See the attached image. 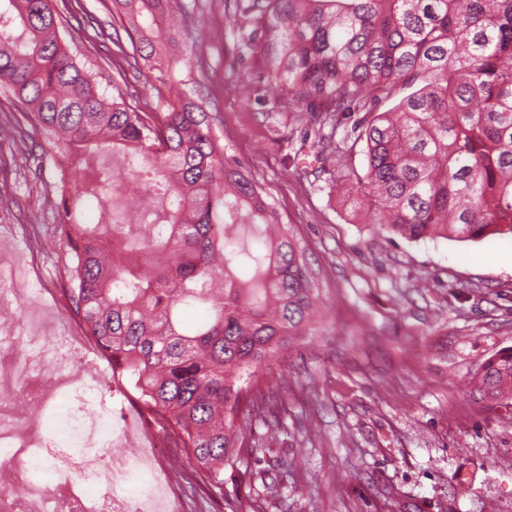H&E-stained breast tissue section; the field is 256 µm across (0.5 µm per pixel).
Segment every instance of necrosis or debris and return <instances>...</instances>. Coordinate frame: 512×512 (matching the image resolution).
<instances>
[{"mask_svg":"<svg viewBox=\"0 0 512 512\" xmlns=\"http://www.w3.org/2000/svg\"><path fill=\"white\" fill-rule=\"evenodd\" d=\"M4 345L26 357L0 367V512H167L172 492L153 480L151 458L112 451L109 379L86 378L69 337L46 319L0 316ZM43 414L53 439L43 436ZM74 441L87 452L74 454Z\"/></svg>","mask_w":512,"mask_h":512,"instance_id":"necrosis-or-debris-1","label":"necrosis or debris"}]
</instances>
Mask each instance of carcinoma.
Here are the masks:
<instances>
[{
    "label": "carcinoma",
    "instance_id": "1",
    "mask_svg": "<svg viewBox=\"0 0 512 512\" xmlns=\"http://www.w3.org/2000/svg\"><path fill=\"white\" fill-rule=\"evenodd\" d=\"M169 0H112L144 60L160 55ZM242 54H259L273 107L312 99L366 106L401 85L385 112H368L363 197L371 222L409 240H477L512 234V0H231ZM52 0H0V86L26 104L47 148L82 152L60 175L59 207L83 240L70 296L86 335L112 356L156 427L188 462L224 486V465L245 443L237 424L245 369L288 347L311 322L317 292L305 252L250 173L231 160L213 117L190 96L165 112L107 98L62 47ZM321 151L342 166L331 112L313 115ZM331 133H323L324 127ZM120 154L127 175L152 183L161 210L136 237L141 262L106 244L133 235L100 206L82 224L84 194L104 202L115 186L99 155ZM274 227L252 255L236 227ZM485 391L512 400V350L482 365Z\"/></svg>",
    "mask_w": 512,
    "mask_h": 512
}]
</instances>
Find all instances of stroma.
Instances as JSON below:
<instances>
[{
  "instance_id": "stroma-1",
  "label": "stroma",
  "mask_w": 512,
  "mask_h": 512,
  "mask_svg": "<svg viewBox=\"0 0 512 512\" xmlns=\"http://www.w3.org/2000/svg\"><path fill=\"white\" fill-rule=\"evenodd\" d=\"M66 51L141 112L201 92L229 157L262 187L319 285L312 327L248 379L246 448L224 494L173 448L155 466L183 512H512V401L474 381L512 349V236L476 241L390 235L333 188L305 107L268 103L258 55H240L224 0H196L205 37L177 70L133 64L111 0H56ZM108 23L107 38L95 22ZM26 107L0 89V233L25 282L68 281L56 227L61 157ZM271 400L265 418L253 400ZM277 485L270 495L268 485Z\"/></svg>"
}]
</instances>
